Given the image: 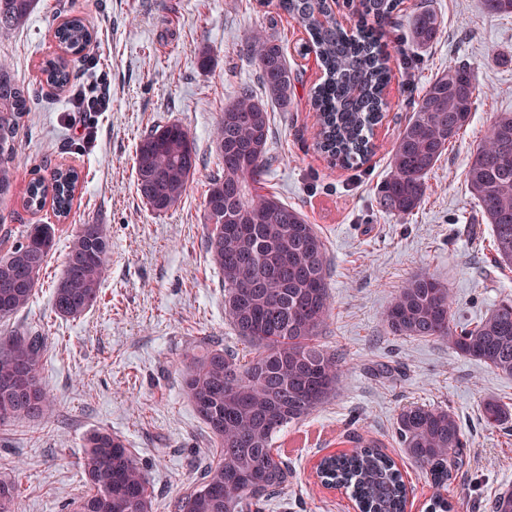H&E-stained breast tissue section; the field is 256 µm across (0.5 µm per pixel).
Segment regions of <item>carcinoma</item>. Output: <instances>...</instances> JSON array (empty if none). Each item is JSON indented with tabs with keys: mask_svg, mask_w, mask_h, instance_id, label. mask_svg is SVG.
Returning <instances> with one entry per match:
<instances>
[{
	"mask_svg": "<svg viewBox=\"0 0 512 512\" xmlns=\"http://www.w3.org/2000/svg\"><path fill=\"white\" fill-rule=\"evenodd\" d=\"M36 0H0V29L27 24ZM399 0H360L357 12L373 18L353 36L336 22L328 0H277L276 8L305 27L325 73L314 91L317 146L331 159L352 165L370 150V135L382 111L390 68L383 39L400 30L394 17ZM442 21L427 5L410 21L418 47L438 38ZM62 54L44 62L46 83L64 90L71 81L68 56L86 50L92 32L71 16L55 30ZM247 55L259 68L265 97L243 85L224 106L214 144L219 173L210 177L203 200L205 247L222 276L224 315L244 341L258 349L249 361L226 348L204 344L187 355L184 387L214 438L217 460L192 489L172 504V512H265L288 483V459L273 453L275 436L306 420L336 394L342 374L336 354L318 343L331 315L325 243L295 208L273 194L260 193L271 165L268 106L288 110L295 77L276 35L259 28L245 39ZM478 94L473 67L448 63L413 101L412 115L391 150L390 173L380 205L403 217L418 208L428 175L472 119ZM33 99L0 68V201L12 196L21 176L14 163V139ZM136 191L155 214L169 211L186 195L199 155L178 123L145 132L135 151ZM72 167H56L46 179L33 177L23 207L37 213L52 200L57 217H67L78 183ZM466 184L492 228L494 261L512 267V113L492 120L471 155ZM55 244L50 224H30L19 245L0 257V321L24 310ZM111 248L103 224H83L76 232L64 270L53 290V307L76 319L100 301ZM391 333L448 343L463 357L482 361L512 377V297L503 298L473 327L453 323L448 287L418 275L400 288L383 314ZM45 342L41 336H0V424L48 418L54 412L39 373ZM481 412L490 426L512 419V407L488 397ZM405 456L423 467L433 487L427 512H454L444 496L448 468L462 463L466 447L457 415L448 407L409 406L398 416ZM349 453L323 459L325 484L350 492L359 512H405L408 489L396 462L372 439L356 435ZM81 465L90 489L71 512H152L149 486L124 440L93 430L84 440ZM0 512H16L15 489L0 479Z\"/></svg>",
	"mask_w": 512,
	"mask_h": 512,
	"instance_id": "1",
	"label": "carcinoma"
}]
</instances>
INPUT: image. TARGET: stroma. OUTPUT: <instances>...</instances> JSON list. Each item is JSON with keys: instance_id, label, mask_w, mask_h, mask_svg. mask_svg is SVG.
<instances>
[{"instance_id": "35a3bbf8", "label": "stroma", "mask_w": 512, "mask_h": 512, "mask_svg": "<svg viewBox=\"0 0 512 512\" xmlns=\"http://www.w3.org/2000/svg\"><path fill=\"white\" fill-rule=\"evenodd\" d=\"M428 2L442 33L423 51L389 43L388 108L374 153L353 167L317 149L310 96L321 67L301 49L305 28L268 0H38L27 25L0 30V66L37 99L17 131L18 162L40 176L59 165L81 175L66 220L49 207L27 212L21 182L0 202V256L31 224L53 225L56 239L29 306L0 325L43 336L40 376L55 400L51 418L0 425V478L13 481L19 512H67L87 492L80 461L94 429L125 439L149 482L153 512H169L213 458L209 431L183 389L186 356L204 341L242 353L248 346L224 316L221 277L205 251L202 191L218 170L213 138L225 105L240 86L260 85L257 63L242 50L259 27L285 39L296 76L289 108L270 110L279 161L265 188L325 241L332 311L319 342L338 355L343 375L328 404L281 435L288 485L267 512H357L348 492L321 486L314 474L320 457L351 451L355 434L396 461L409 487L406 512H425L434 488L397 433L401 409L413 403L449 407L460 419L464 463L448 478L457 512H490L497 493L512 489V421L490 427L480 416L485 398L512 404V378L446 343L393 335L382 321L397 290L419 274L448 287L459 325L477 323L512 296V269L495 263L491 227L465 182L493 117L512 113V18L488 13L483 0ZM72 15L94 32L87 50L69 58L73 89L107 87L106 111H75L41 75L58 52L55 28ZM203 51L212 57L206 69L197 64ZM461 59L479 85L471 124L413 214L381 211L377 191L411 99ZM168 122L187 129L200 163L182 201L156 215L136 192L135 149L145 131ZM93 223L107 225L112 239L101 299L81 318L65 319L53 308V288L70 240Z\"/></svg>"}]
</instances>
